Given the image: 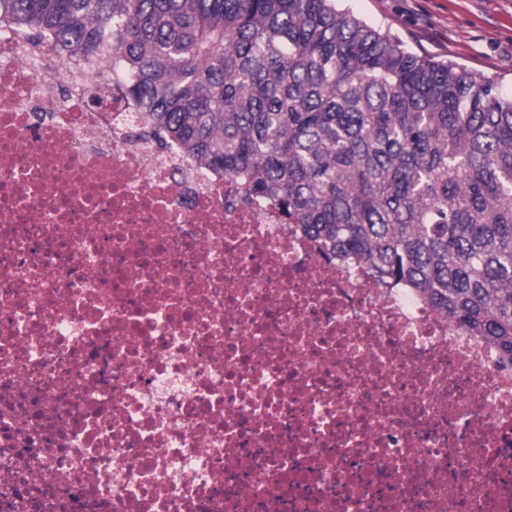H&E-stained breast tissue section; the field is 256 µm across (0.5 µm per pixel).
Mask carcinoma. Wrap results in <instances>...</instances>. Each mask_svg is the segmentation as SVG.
Here are the masks:
<instances>
[{
  "label": "carcinoma",
  "mask_w": 512,
  "mask_h": 512,
  "mask_svg": "<svg viewBox=\"0 0 512 512\" xmlns=\"http://www.w3.org/2000/svg\"><path fill=\"white\" fill-rule=\"evenodd\" d=\"M61 61L115 59L143 128L414 289L512 367V95L335 0H0Z\"/></svg>",
  "instance_id": "carcinoma-1"
}]
</instances>
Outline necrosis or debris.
<instances>
[{"label":"necrosis or debris","mask_w":512,"mask_h":512,"mask_svg":"<svg viewBox=\"0 0 512 512\" xmlns=\"http://www.w3.org/2000/svg\"><path fill=\"white\" fill-rule=\"evenodd\" d=\"M0 26V512H512V370Z\"/></svg>","instance_id":"necrosis-or-debris-1"}]
</instances>
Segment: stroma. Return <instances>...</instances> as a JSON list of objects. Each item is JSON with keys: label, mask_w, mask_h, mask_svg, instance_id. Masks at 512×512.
Segmentation results:
<instances>
[{"label": "stroma", "mask_w": 512, "mask_h": 512, "mask_svg": "<svg viewBox=\"0 0 512 512\" xmlns=\"http://www.w3.org/2000/svg\"><path fill=\"white\" fill-rule=\"evenodd\" d=\"M404 47L466 67L512 92V0H343Z\"/></svg>", "instance_id": "obj_1"}]
</instances>
